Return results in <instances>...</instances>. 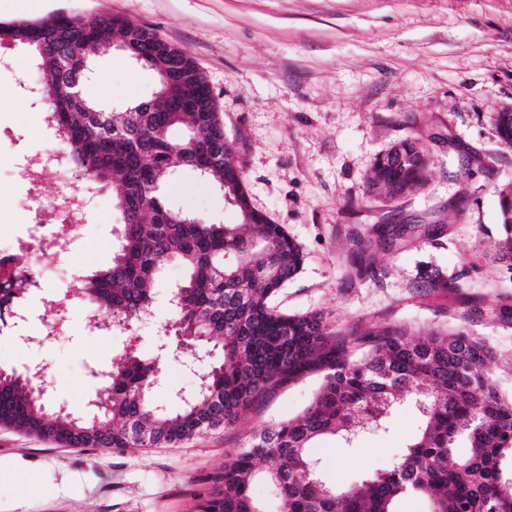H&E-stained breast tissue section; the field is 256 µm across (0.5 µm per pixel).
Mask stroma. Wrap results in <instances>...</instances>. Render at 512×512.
Here are the masks:
<instances>
[{
  "instance_id": "1",
  "label": "stroma",
  "mask_w": 512,
  "mask_h": 512,
  "mask_svg": "<svg viewBox=\"0 0 512 512\" xmlns=\"http://www.w3.org/2000/svg\"><path fill=\"white\" fill-rule=\"evenodd\" d=\"M125 16L193 57L238 150L252 206L283 225L306 254L301 273L270 299L285 314L320 313L332 331L356 336L382 326H462L491 347L490 369L512 394V317L495 308L512 297V259L498 254L499 190L512 185V144L495 115L512 109V0H0V22L56 13ZM0 240L23 233L31 214L14 173L19 155L44 143L41 105L15 81L28 65L20 47L0 48ZM90 86L104 109L150 99L154 73L115 49L95 61ZM418 141L428 154L417 193L388 199L367 173L393 144ZM181 209L226 224L235 208L210 180L179 171L168 187ZM119 215L111 189L93 205L71 260L107 268ZM375 224H413L409 241L376 248L373 269L355 262V238ZM185 277L165 263L152 318L111 333L86 329L72 307L57 308L63 336L29 349L18 325L0 341V370L47 365L54 403L85 410L97 373L129 345L144 357L164 341L170 293ZM168 362L153 399L171 410L209 365ZM323 373L310 370L261 393L224 428L168 448H70L0 426V512H196L206 478L257 430L297 417ZM409 402L387 433L356 447L325 437L310 450L323 478L345 486L396 463L417 431Z\"/></svg>"
}]
</instances>
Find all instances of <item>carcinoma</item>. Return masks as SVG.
I'll return each instance as SVG.
<instances>
[{
	"mask_svg": "<svg viewBox=\"0 0 512 512\" xmlns=\"http://www.w3.org/2000/svg\"><path fill=\"white\" fill-rule=\"evenodd\" d=\"M99 15L72 22L57 13L35 22L0 23V48L23 45L40 72L37 96L73 168L93 190L112 186L121 223L112 265L87 274L81 293L96 309L129 326L152 312L150 284L166 261L186 271L172 296L171 335L196 348L220 351L196 389L168 413L152 400L164 360L131 347L102 373L92 411L61 407L26 373L0 372V426L72 448H164L234 422L280 379L316 362L327 373L297 417L261 428L248 447L224 460L213 494L198 512H265L252 494L262 476L279 495L280 512H395V501L425 496L430 512H512V398L487 368L492 351L458 328L415 337L405 328L375 332L359 359L325 354L331 335L315 313L288 315L268 299L303 267L304 255L279 224L247 199L236 150L212 92L193 60L153 30L141 27V64L158 78L156 95L120 112H104L95 98L73 97L70 83L89 85L84 59L104 54L127 27ZM180 168L216 182L240 216L223 224L190 215L167 196ZM426 159L413 141L379 157L372 187L403 194L424 180ZM500 255L512 259V190L502 191ZM408 400L422 425L393 467L337 488L324 481L307 454L313 441L339 436L352 444L362 433L388 427L394 407ZM465 445L468 456L454 458Z\"/></svg>",
	"mask_w": 512,
	"mask_h": 512,
	"instance_id": "obj_1",
	"label": "carcinoma"
}]
</instances>
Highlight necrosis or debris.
Instances as JSON below:
<instances>
[{
    "instance_id": "1",
    "label": "necrosis or debris",
    "mask_w": 512,
    "mask_h": 512,
    "mask_svg": "<svg viewBox=\"0 0 512 512\" xmlns=\"http://www.w3.org/2000/svg\"><path fill=\"white\" fill-rule=\"evenodd\" d=\"M48 167L56 169L62 185V193L55 199L40 193L41 174ZM16 174L28 187L35 217L26 235L12 239L9 246L0 245V291H13L9 304L0 307V329L11 322L28 324V342L40 346L60 331L59 325L38 321L35 315L36 304L53 303L42 294L45 281L53 280L57 294L63 297H80L77 270L63 266L49 271L44 259L52 255L62 263L67 261L81 238L91 192L85 178L69 165L67 150L60 143L25 157L17 163Z\"/></svg>"
}]
</instances>
